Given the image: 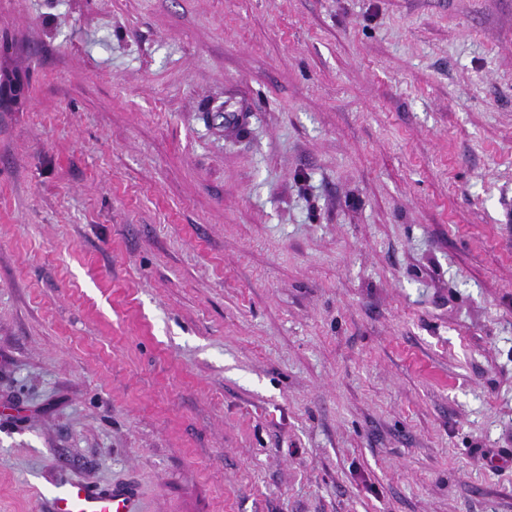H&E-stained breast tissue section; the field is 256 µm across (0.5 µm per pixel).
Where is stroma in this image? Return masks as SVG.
<instances>
[{
    "mask_svg": "<svg viewBox=\"0 0 512 512\" xmlns=\"http://www.w3.org/2000/svg\"><path fill=\"white\" fill-rule=\"evenodd\" d=\"M0 512H512V0H0ZM137 495L128 487L97 488L71 481L52 497V512H137Z\"/></svg>",
    "mask_w": 512,
    "mask_h": 512,
    "instance_id": "1",
    "label": "stroma"
}]
</instances>
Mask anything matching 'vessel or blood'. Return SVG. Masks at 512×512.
Segmentation results:
<instances>
[{"label": "vessel or blood", "mask_w": 512, "mask_h": 512, "mask_svg": "<svg viewBox=\"0 0 512 512\" xmlns=\"http://www.w3.org/2000/svg\"><path fill=\"white\" fill-rule=\"evenodd\" d=\"M137 495L128 487L97 488L71 481L52 497L51 512H137Z\"/></svg>", "instance_id": "b4317fda"}]
</instances>
